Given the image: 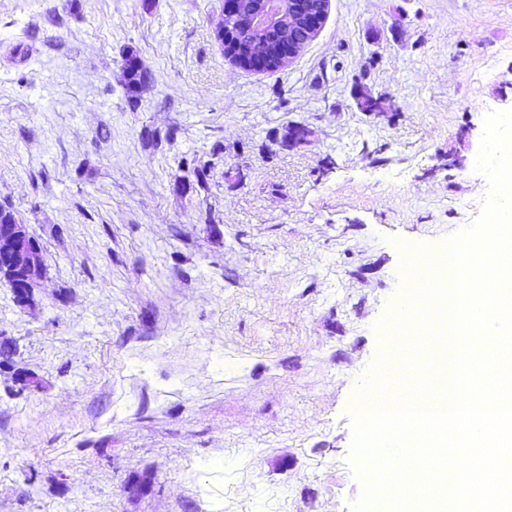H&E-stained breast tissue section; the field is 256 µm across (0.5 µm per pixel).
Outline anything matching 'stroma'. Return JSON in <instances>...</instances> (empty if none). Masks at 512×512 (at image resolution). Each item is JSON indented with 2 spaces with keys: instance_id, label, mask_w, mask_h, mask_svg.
<instances>
[{
  "instance_id": "1",
  "label": "stroma",
  "mask_w": 512,
  "mask_h": 512,
  "mask_svg": "<svg viewBox=\"0 0 512 512\" xmlns=\"http://www.w3.org/2000/svg\"><path fill=\"white\" fill-rule=\"evenodd\" d=\"M224 0H0V512H352L351 394L481 203L512 0H329L240 65ZM141 80L127 88V64ZM380 103L361 109L363 99ZM24 258L26 260H23L22 264L18 268L10 269V265H7L9 270H3L2 273L6 275L9 278V281L11 282L12 280L10 277L13 272H15L16 270L23 271L24 274L31 281L33 288H35L44 272V261L42 254L39 249H37L36 251H32L28 246V250H26Z\"/></svg>"
}]
</instances>
